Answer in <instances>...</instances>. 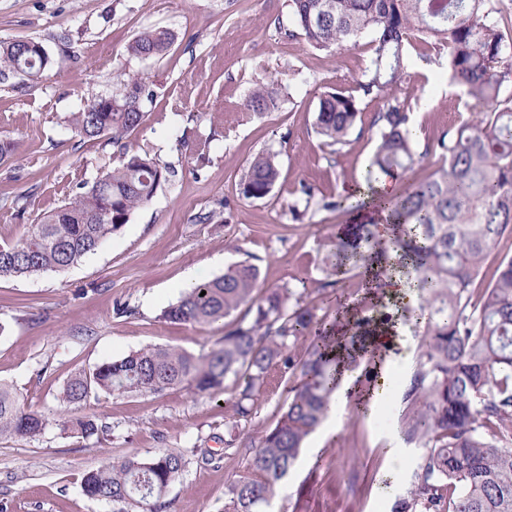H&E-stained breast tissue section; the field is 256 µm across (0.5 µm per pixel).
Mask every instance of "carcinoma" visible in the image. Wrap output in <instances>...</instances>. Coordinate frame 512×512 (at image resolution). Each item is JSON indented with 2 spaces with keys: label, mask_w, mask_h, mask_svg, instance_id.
Returning <instances> with one entry per match:
<instances>
[{
  "label": "carcinoma",
  "mask_w": 512,
  "mask_h": 512,
  "mask_svg": "<svg viewBox=\"0 0 512 512\" xmlns=\"http://www.w3.org/2000/svg\"><path fill=\"white\" fill-rule=\"evenodd\" d=\"M497 0H288L291 40L336 53L366 47L369 65L358 89L384 101L373 124L379 143L367 166L368 200L348 194L334 205L351 215L387 213L396 227L389 240L377 225L352 224L331 242L328 260L336 276L374 268L376 280L402 273L419 306L401 303L398 317L423 324L426 351L421 370L403 395V435L426 452L415 481L396 512H512V256L497 264L485 288V262L505 235L512 236V47L494 14ZM169 30H146L129 45L139 58L166 54ZM433 41L446 51L450 81L466 89L477 115L443 134L435 150L443 163L427 178L409 176L419 162L407 101L396 91L410 77L408 46ZM51 56L33 39L0 42V84L37 81ZM143 78L124 74L116 91L75 112L69 124L80 139L112 135L121 162L64 205L41 214L26 237L0 246V278L61 272L95 253L105 240L147 205L171 170L130 149L123 136L144 121ZM277 94L257 82L243 103L249 116L278 109ZM353 95L325 92L313 130L327 147H341L360 120ZM396 177L399 193L384 196L377 184ZM280 178L278 153L253 158L241 194L263 199ZM256 266L241 262L183 292L163 318L207 325L240 307L248 312L224 324V336L207 354L146 347L71 377L62 401L78 404L93 392L126 395L188 386L216 393L232 378L229 399L239 418L251 415L268 369L281 363L288 396L258 442L224 441V455H245L246 470L224 490V512H265L278 483L300 459L305 439L328 417L338 376L369 353L366 341L389 318L336 317L330 323L300 304L287 287L259 290ZM49 420L25 410L20 394L0 382V436L35 439ZM63 429L90 439L106 433L88 416ZM174 448L152 457L130 455L82 478L84 494L112 504L113 512H167L168 488L190 463Z\"/></svg>",
  "instance_id": "carcinoma-1"
}]
</instances>
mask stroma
Returning a JSON list of instances; mask_svg holds the SVG:
<instances>
[{"instance_id":"stroma-1","label":"stroma","mask_w":512,"mask_h":512,"mask_svg":"<svg viewBox=\"0 0 512 512\" xmlns=\"http://www.w3.org/2000/svg\"><path fill=\"white\" fill-rule=\"evenodd\" d=\"M287 18V0H0V41L34 39L52 56L41 81L0 85V140L14 144L0 161V246L118 165L111 136L83 142L68 125L72 113L111 94L118 75L137 74L145 84L146 117L126 143L174 171L147 206L78 264L0 279V382L50 420L38 439L0 437V512H112L110 503L83 494V475L169 448L193 453L168 489L169 512H221L225 486L246 465L244 456L225 457L224 440L233 432L256 437L270 425L287 395L279 366L270 367L245 419L227 403L235 392L230 380L215 394H91L76 412L107 426L98 439L61 431L64 384L75 371L146 346L210 351L223 322L162 317L192 272L207 279L248 262L258 267L262 287L293 288L319 315L363 296L360 276L336 280L324 258L328 240L348 222L331 204L363 184L383 102L361 99L358 132L340 151L322 146L313 130L321 95L336 87L357 94L369 54L359 47L336 56L288 40L277 26ZM147 29L174 32L163 58L129 53ZM428 51L421 42L412 49L411 80L399 93L417 129V178L441 164L436 140L471 117L447 68L423 61ZM258 78L278 88L280 105L250 118L241 105ZM202 139L209 150L201 161L193 149ZM264 151L279 155L278 185L268 198H244L241 177ZM424 351L421 330L401 326L387 400L337 408L335 432L321 428L308 437L267 512H393L425 453L399 434L402 396Z\"/></svg>"}]
</instances>
